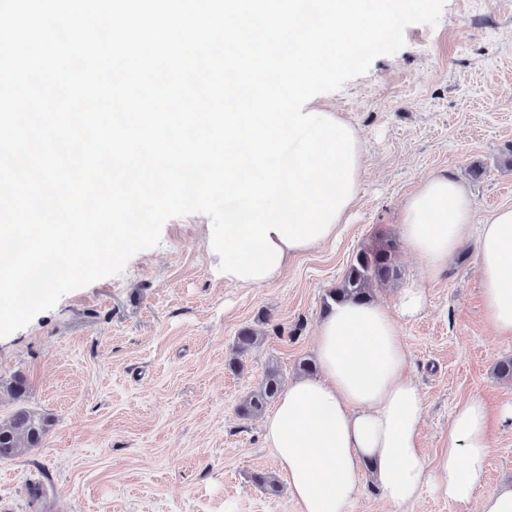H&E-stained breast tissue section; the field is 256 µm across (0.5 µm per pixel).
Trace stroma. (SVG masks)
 I'll return each mask as SVG.
<instances>
[{"label":"stroma","mask_w":512,"mask_h":512,"mask_svg":"<svg viewBox=\"0 0 512 512\" xmlns=\"http://www.w3.org/2000/svg\"><path fill=\"white\" fill-rule=\"evenodd\" d=\"M404 39L312 99L363 143L358 203L336 242L295 256L273 285L238 288L214 275L209 217L174 218L160 245L121 273L0 338V417L14 408L4 386L20 376L27 406L51 422L42 448L0 461V512H297L288 492L253 483L279 468L262 417L241 418L237 406L268 368L289 382L314 359L326 293L382 236L398 242V277L374 303L393 308L411 283L428 297L425 312L401 325L424 396L427 460L446 449L460 401L480 396L494 415L512 405V382L493 375L512 357V339L484 319L476 240L430 278L400 230L405 201L433 175L463 183L476 220L512 205V0H445L436 26L409 25ZM247 326L264 338L234 372V341ZM36 481L45 492L34 502ZM502 483H512V423L494 428L485 487Z\"/></svg>","instance_id":"35a3bbf8"}]
</instances>
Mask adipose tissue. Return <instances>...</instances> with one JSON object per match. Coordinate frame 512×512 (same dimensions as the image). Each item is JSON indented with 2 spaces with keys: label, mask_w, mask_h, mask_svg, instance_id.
<instances>
[{
  "label": "adipose tissue",
  "mask_w": 512,
  "mask_h": 512,
  "mask_svg": "<svg viewBox=\"0 0 512 512\" xmlns=\"http://www.w3.org/2000/svg\"><path fill=\"white\" fill-rule=\"evenodd\" d=\"M473 217L463 185L435 175L406 200L401 234L432 278L476 238L485 319L496 335L512 338V206L478 227ZM426 306L424 288L410 286L399 291L393 309L347 302L321 321L318 374L289 382L263 422L265 446L299 512H348L366 469L395 512L428 484L451 502L466 504L478 494L481 512H512V484L485 487L493 431L481 397L455 406L448 446L435 462L419 446L425 406L407 373L401 324Z\"/></svg>",
  "instance_id": "1"
}]
</instances>
